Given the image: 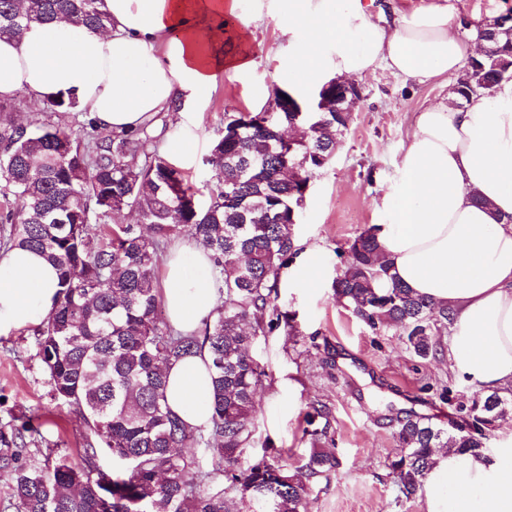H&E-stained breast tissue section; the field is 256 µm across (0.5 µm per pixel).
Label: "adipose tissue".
Listing matches in <instances>:
<instances>
[{
	"instance_id": "obj_1",
	"label": "adipose tissue",
	"mask_w": 512,
	"mask_h": 512,
	"mask_svg": "<svg viewBox=\"0 0 512 512\" xmlns=\"http://www.w3.org/2000/svg\"><path fill=\"white\" fill-rule=\"evenodd\" d=\"M254 2V18L273 19L294 47L283 69L298 94L381 63L420 82L458 76L481 47L458 36L452 0H409L388 29L371 23L361 0ZM106 9L104 31L59 19L1 37L0 99L71 98L99 127L122 134L157 126L178 98L182 107L171 112L183 132L166 151L189 160L219 80L246 77L255 65L246 52H224L223 20L241 18V0H106ZM373 225L396 279L453 315L450 370L486 394L512 389V80L464 103L448 90L418 113ZM57 282L41 254L1 251L0 331L44 319ZM162 297L175 328L199 331L220 297L209 252L174 247ZM208 362L201 349L167 374L168 404L193 426L210 417ZM433 461L420 492L428 512H512V445L484 456L440 448Z\"/></svg>"
}]
</instances>
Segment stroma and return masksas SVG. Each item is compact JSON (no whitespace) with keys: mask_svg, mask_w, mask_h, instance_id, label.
<instances>
[{"mask_svg":"<svg viewBox=\"0 0 512 512\" xmlns=\"http://www.w3.org/2000/svg\"><path fill=\"white\" fill-rule=\"evenodd\" d=\"M253 0H242L251 16L224 27V49L248 52L255 62L250 81L271 84L289 48L272 19H253ZM362 98L333 159L310 181L297 226L299 245L321 256L317 285L296 284L284 271L273 298L294 313L296 334L281 328L258 337L253 356L266 369L256 397L255 445L294 468L310 444L303 437L306 415L317 404L331 413V439L323 443L338 466L307 490L308 512H427L420 499L400 498L386 462L398 452L395 431L410 415L450 427L465 415L475 389L448 368V338L434 355L411 354L399 329L374 330L350 306L337 300L332 283L351 242L371 225L375 205L394 176L417 112L446 93L436 82L420 83L392 74L385 65L359 79ZM245 89L234 77L219 82L202 114L204 139L181 167L207 203L214 184L206 159L224 129V115L246 110ZM38 426L22 459L40 464L45 454L79 462L85 426L69 406L55 399L37 355L33 327L0 332V429Z\"/></svg>","mask_w":512,"mask_h":512,"instance_id":"obj_1","label":"stroma"}]
</instances>
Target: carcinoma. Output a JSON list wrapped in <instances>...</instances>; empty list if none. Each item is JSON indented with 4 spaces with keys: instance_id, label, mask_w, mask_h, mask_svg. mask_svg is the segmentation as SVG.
Wrapping results in <instances>:
<instances>
[{
    "instance_id": "cac0c4a2",
    "label": "carcinoma",
    "mask_w": 512,
    "mask_h": 512,
    "mask_svg": "<svg viewBox=\"0 0 512 512\" xmlns=\"http://www.w3.org/2000/svg\"><path fill=\"white\" fill-rule=\"evenodd\" d=\"M66 18L106 29L105 0H0V37H20L32 22ZM512 78V38L501 37L487 57L467 62L458 94L488 95ZM0 104V250L42 254L57 269L58 289L34 335L54 396L72 407L86 433L82 462H19L24 427L0 430V476L10 483L8 512H306L307 483L329 476L335 456L318 448L328 437L327 406L308 415L311 445L294 470L263 448L252 452L256 395L266 376L250 353L257 337L294 315L271 301L282 270L298 254L300 191L336 150L348 112H319L317 129H301L293 145L281 132L292 112H228L224 133L207 163L216 182L202 207L183 172L152 149L141 130L114 134L87 123L76 135L59 121L18 123ZM51 114L75 103L48 98ZM311 167L295 171L294 160ZM134 211L137 224L114 216ZM187 239L211 253L222 282L220 303L200 334L176 330L162 317L159 259L174 240ZM336 297L370 328L404 331L409 352H436L441 330L453 323L448 308L414 295L382 259L373 228L361 231L333 282ZM206 346L212 380L209 423L192 426L169 407L171 364ZM473 400L457 431L421 416L400 421V453L388 461L401 497H417L437 448L487 451L488 403ZM194 445L201 453L187 454ZM122 462L106 473L104 455Z\"/></svg>"
}]
</instances>
